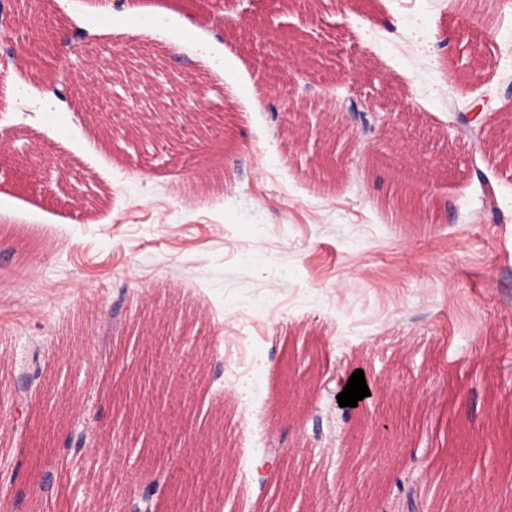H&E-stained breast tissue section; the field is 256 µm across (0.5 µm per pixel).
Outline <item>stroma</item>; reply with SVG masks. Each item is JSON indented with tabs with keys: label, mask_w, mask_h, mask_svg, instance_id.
I'll return each mask as SVG.
<instances>
[{
	"label": "stroma",
	"mask_w": 512,
	"mask_h": 512,
	"mask_svg": "<svg viewBox=\"0 0 512 512\" xmlns=\"http://www.w3.org/2000/svg\"><path fill=\"white\" fill-rule=\"evenodd\" d=\"M43 2L86 38L24 68L0 46V463L18 448L43 460V387L68 372L70 413L95 430L123 423L134 391L143 415L139 455L104 466L84 449L70 484L10 512H121L161 473L209 481L202 512H406L413 481L430 506L452 491L512 512V459L480 484L448 457L460 436L512 447V150L490 141L512 112V19L486 44L461 0H291L282 17L260 0ZM135 8L150 30L132 38ZM282 22L316 48L313 67H286ZM131 44L195 76L186 109L223 113V129L197 148L133 143L120 84L65 100L49 88ZM278 73L311 113L358 97L382 121L356 131L331 188L315 143L272 116ZM478 99L481 134L458 120ZM35 349L44 372L25 387ZM290 369L363 370L375 398L342 409L287 386ZM21 389L25 427L8 403ZM381 412L401 424L397 447L349 449ZM276 446L296 456L266 483Z\"/></svg>",
	"instance_id": "obj_1"
}]
</instances>
